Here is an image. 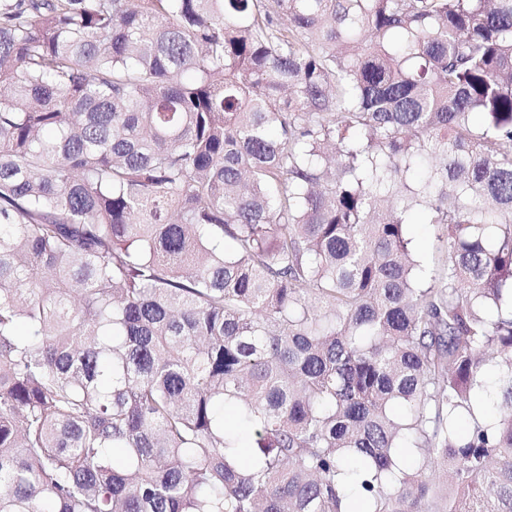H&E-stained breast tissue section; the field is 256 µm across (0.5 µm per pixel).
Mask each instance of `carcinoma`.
I'll return each instance as SVG.
<instances>
[{
    "instance_id": "cac0c4a2",
    "label": "carcinoma",
    "mask_w": 512,
    "mask_h": 512,
    "mask_svg": "<svg viewBox=\"0 0 512 512\" xmlns=\"http://www.w3.org/2000/svg\"><path fill=\"white\" fill-rule=\"evenodd\" d=\"M359 505L512 512V0H0V512ZM413 250L427 271H436L446 261L444 229L438 224H423L419 217H413L407 226Z\"/></svg>"
}]
</instances>
